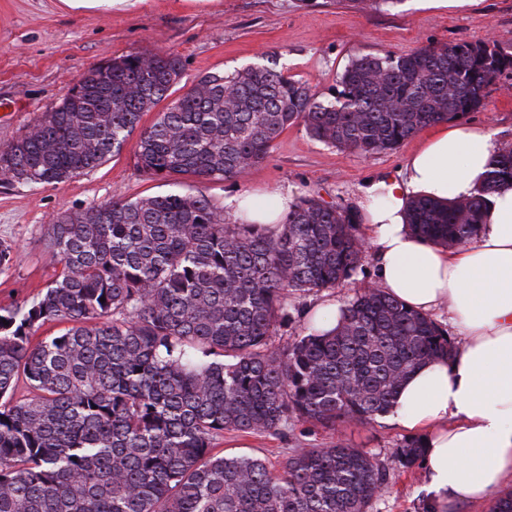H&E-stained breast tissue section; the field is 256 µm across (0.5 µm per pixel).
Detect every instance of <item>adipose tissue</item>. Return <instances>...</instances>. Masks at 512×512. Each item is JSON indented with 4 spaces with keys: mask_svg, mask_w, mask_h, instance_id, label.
Masks as SVG:
<instances>
[{
    "mask_svg": "<svg viewBox=\"0 0 512 512\" xmlns=\"http://www.w3.org/2000/svg\"><path fill=\"white\" fill-rule=\"evenodd\" d=\"M499 144L484 126H441L412 153L400 180L366 189L362 207L376 284L410 308L446 310L461 343L448 359L417 368L398 388L392 421L421 434L422 465L441 512L449 501L480 503L512 486V188L493 194L476 243L446 249L404 224L408 199H463L478 188ZM234 217L281 223L288 200L228 198Z\"/></svg>",
    "mask_w": 512,
    "mask_h": 512,
    "instance_id": "adipose-tissue-1",
    "label": "adipose tissue"
}]
</instances>
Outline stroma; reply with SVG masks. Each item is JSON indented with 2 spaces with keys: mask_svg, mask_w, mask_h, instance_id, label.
<instances>
[{
  "mask_svg": "<svg viewBox=\"0 0 512 512\" xmlns=\"http://www.w3.org/2000/svg\"><path fill=\"white\" fill-rule=\"evenodd\" d=\"M490 36L512 46V0H470L463 7L402 0L391 9L368 11L359 10L353 0H144L120 11H77L64 0H0V147L54 110L66 88L88 68L122 55L175 54L184 64L182 82L189 85L274 53L285 74L325 92L354 57L404 54ZM466 121L485 126L498 142L512 144V76L491 87L484 107ZM427 137L423 131L397 150L364 158L321 143L294 125L280 135L270 157L242 178L190 179L186 189L219 201L255 190L292 200L316 195L356 209L372 182L402 177L408 156ZM135 148V141H128L119 156L59 184L0 182V240L15 244L21 253L14 268L0 273V305L32 299L53 280L60 265L46 240L58 216L166 192L164 182L136 169ZM373 282L374 260L368 255L343 287L301 300L307 316L289 327V335L304 333L311 318L327 306L344 304ZM405 436L385 416L343 432L352 446L370 452L386 469L387 492L370 512H422L431 499L424 468H403L392 454ZM329 440V431L321 426L299 423L283 438L228 433L216 450L249 452L276 465L288 449L322 447Z\"/></svg>",
  "mask_w": 512,
  "mask_h": 512,
  "instance_id": "35a3bbf8",
  "label": "stroma"
}]
</instances>
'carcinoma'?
I'll return each mask as SVG.
<instances>
[{"mask_svg": "<svg viewBox=\"0 0 512 512\" xmlns=\"http://www.w3.org/2000/svg\"><path fill=\"white\" fill-rule=\"evenodd\" d=\"M505 74L512 51L488 38L356 57L327 95L270 55L200 78L142 129L143 113L176 92L180 57L129 54L81 74L77 93L0 148V172L13 185L62 183L136 133L137 169L174 189L64 215L47 240L60 273L0 306V512H369L387 474L362 448H291L273 471L254 454L213 453L216 441L282 437L300 422L368 425L418 366L455 351L448 331L371 286L337 326L273 345L303 316L293 300L356 274V212L306 195L280 224L233 222L179 177L236 180L293 125L364 157L394 151L478 110ZM503 188L511 144L474 195L414 196L405 224L435 245L469 244ZM18 260L1 240L0 271ZM48 323L67 327L36 338ZM422 454L418 436L395 448L405 468Z\"/></svg>", "mask_w": 512, "mask_h": 512, "instance_id": "obj_1", "label": "carcinoma"}]
</instances>
